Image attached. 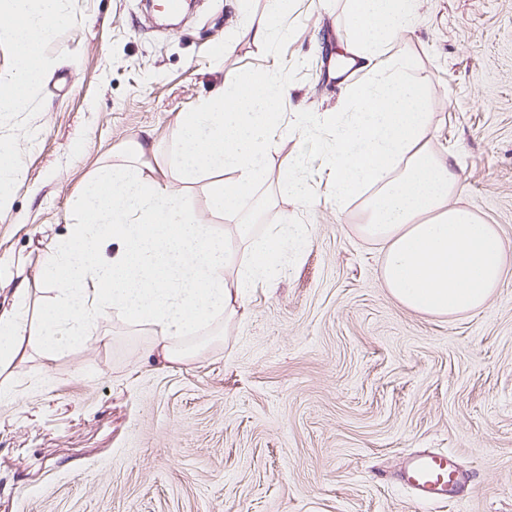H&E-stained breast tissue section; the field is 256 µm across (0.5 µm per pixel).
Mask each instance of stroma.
I'll return each instance as SVG.
<instances>
[{"label":"stroma","mask_w":512,"mask_h":512,"mask_svg":"<svg viewBox=\"0 0 512 512\" xmlns=\"http://www.w3.org/2000/svg\"><path fill=\"white\" fill-rule=\"evenodd\" d=\"M346 0H296L287 38L254 42L265 0H196L177 28L146 0H64L47 53L57 65L21 112H0V145L21 178L0 213V311L30 290L73 202L102 167L153 133L162 164L175 119L224 76L276 66L283 112L335 111L333 66ZM233 42L221 60L217 46ZM398 50L431 93L428 143L451 152L459 200L512 245V0H423ZM308 154L319 198L280 191L288 159ZM321 145L291 138L268 159L263 223L308 225L311 242L245 318L182 362L148 357L150 331L106 313L95 340L0 374V512H512V266L488 306L448 320L414 313L380 279L361 200L327 195ZM453 453L462 503L424 504L402 486L408 454Z\"/></svg>","instance_id":"obj_1"}]
</instances>
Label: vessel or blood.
<instances>
[{"label": "vessel or blood", "mask_w": 512, "mask_h": 512, "mask_svg": "<svg viewBox=\"0 0 512 512\" xmlns=\"http://www.w3.org/2000/svg\"><path fill=\"white\" fill-rule=\"evenodd\" d=\"M400 480L417 500L452 504L462 501L467 482L454 457L436 450L409 455Z\"/></svg>", "instance_id": "vessel-or-blood-1"}]
</instances>
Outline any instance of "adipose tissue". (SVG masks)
<instances>
[{
	"instance_id": "1",
	"label": "adipose tissue",
	"mask_w": 512,
	"mask_h": 512,
	"mask_svg": "<svg viewBox=\"0 0 512 512\" xmlns=\"http://www.w3.org/2000/svg\"><path fill=\"white\" fill-rule=\"evenodd\" d=\"M422 0H348L340 59L361 78L333 112L280 110L288 88L276 70L238 72L196 111L176 119V148L164 176L144 171L155 154L146 136L128 163L103 168L73 206L78 215L48 249L40 269L52 297L40 328L27 320L28 289L0 314V370L26 349L53 358L87 342L107 311L150 327L163 360L192 353L189 338L209 335L248 310L252 291L280 277L308 244L307 225L288 217L254 233L257 187L277 141L322 140L323 171L337 205L359 198L361 236L382 247L381 282L405 308L456 318L484 309L506 273L496 225L455 203L461 188L447 155L433 151L429 93L409 77L415 62L397 53L420 20ZM61 0H0V39L17 54L0 74V112L35 99L53 72L46 53L61 25ZM205 179L214 211L235 221L246 243L239 258L225 235L201 223L171 178Z\"/></svg>"
}]
</instances>
